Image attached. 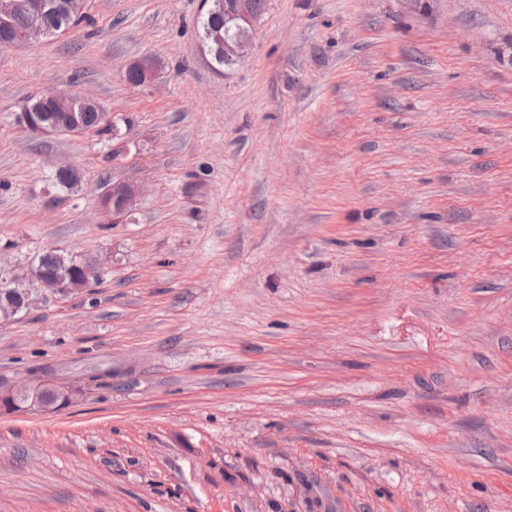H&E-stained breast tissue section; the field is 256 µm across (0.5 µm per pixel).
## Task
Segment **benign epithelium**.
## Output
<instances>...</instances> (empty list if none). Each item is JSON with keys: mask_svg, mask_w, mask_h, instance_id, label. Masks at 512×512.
Returning a JSON list of instances; mask_svg holds the SVG:
<instances>
[{"mask_svg": "<svg viewBox=\"0 0 512 512\" xmlns=\"http://www.w3.org/2000/svg\"><path fill=\"white\" fill-rule=\"evenodd\" d=\"M68 4L64 0H0V36L5 47L28 42L35 38L46 37L48 33L41 24L42 16L49 10L65 12ZM23 15L27 24L17 28L14 21ZM260 17L253 11L251 0H224V21L234 24V34L214 32L211 37L224 50V60L233 65L240 63L246 56L251 44V33ZM127 70L138 73L146 82L154 79L157 65L151 56L143 57L131 63ZM38 102L44 111L36 112L27 106L20 113V121L34 134H81L84 127L73 107V99L66 90L42 93ZM137 189L131 184L117 182L103 188L101 201L103 208L114 216H120L129 210L136 199ZM80 283L75 285L71 279L54 277L39 266H32L23 273L13 268L0 266V314L14 316L22 309L34 304L32 285L36 284L44 291V297H66L76 289L89 288L98 284L104 270L91 260L79 265ZM48 386L46 382L28 385H0V409L16 412L24 406L49 411L51 407L40 400L41 390Z\"/></svg>", "mask_w": 512, "mask_h": 512, "instance_id": "obj_1", "label": "benign epithelium"}]
</instances>
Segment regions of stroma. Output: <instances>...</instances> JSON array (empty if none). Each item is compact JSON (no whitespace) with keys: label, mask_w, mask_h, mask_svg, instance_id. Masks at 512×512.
Returning <instances> with one entry per match:
<instances>
[{"label":"stroma","mask_w":512,"mask_h":512,"mask_svg":"<svg viewBox=\"0 0 512 512\" xmlns=\"http://www.w3.org/2000/svg\"><path fill=\"white\" fill-rule=\"evenodd\" d=\"M84 11L0 48V265L108 269L0 318L73 392L0 413V512H512V0H267L229 71L201 0ZM42 108L56 112V119H49L47 112H34L32 107L26 105L20 113V121L34 134H81L86 131L80 121L79 113L74 112L73 99L66 90H55L42 93L38 96ZM136 195L137 189L134 185L124 182L113 183L103 188L102 206L113 216H120L133 206Z\"/></svg>","instance_id":"35a3bbf8"}]
</instances>
